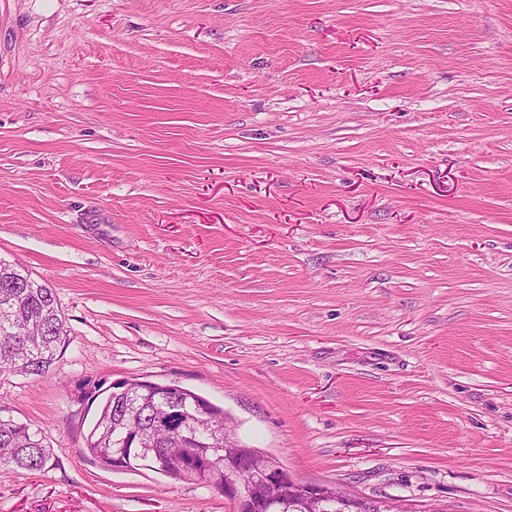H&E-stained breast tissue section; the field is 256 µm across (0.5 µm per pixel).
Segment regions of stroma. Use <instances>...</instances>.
<instances>
[{
    "label": "stroma",
    "instance_id": "1",
    "mask_svg": "<svg viewBox=\"0 0 512 512\" xmlns=\"http://www.w3.org/2000/svg\"><path fill=\"white\" fill-rule=\"evenodd\" d=\"M0 260L70 344L0 512H234L87 453L175 383L291 474L512 512V0H0Z\"/></svg>",
    "mask_w": 512,
    "mask_h": 512
}]
</instances>
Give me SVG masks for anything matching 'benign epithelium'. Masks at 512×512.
Segmentation results:
<instances>
[{
  "mask_svg": "<svg viewBox=\"0 0 512 512\" xmlns=\"http://www.w3.org/2000/svg\"><path fill=\"white\" fill-rule=\"evenodd\" d=\"M203 421L198 413L192 423L182 425L184 443H198ZM218 451L224 454V483L218 491L235 512H264L273 505L278 506L276 512H325L330 503L347 507L346 512H405L394 499L357 497L337 487L303 482L275 456L241 445L228 425L224 426V448L208 449Z\"/></svg>",
  "mask_w": 512,
  "mask_h": 512,
  "instance_id": "benign-epithelium-1",
  "label": "benign epithelium"
}]
</instances>
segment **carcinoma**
Here are the masks:
<instances>
[{
    "mask_svg": "<svg viewBox=\"0 0 512 512\" xmlns=\"http://www.w3.org/2000/svg\"><path fill=\"white\" fill-rule=\"evenodd\" d=\"M69 342L65 321L52 288L31 278L18 265L0 263V371L41 375L54 363ZM129 392L107 395L101 401L99 417L87 436L86 450L107 467L112 459L127 458L128 471L149 470L175 481L207 483L224 480V470L200 453L175 454L164 468L156 469L152 453L136 447L137 434L148 432L158 409L169 412L163 440L171 441L175 430L198 407L208 409V424L224 426V410L183 387L165 400L155 396L157 384L128 382ZM0 469L37 473L54 465L45 437L29 426L1 416Z\"/></svg>",
    "mask_w": 512,
    "mask_h": 512,
    "instance_id": "obj_1",
    "label": "carcinoma"
}]
</instances>
